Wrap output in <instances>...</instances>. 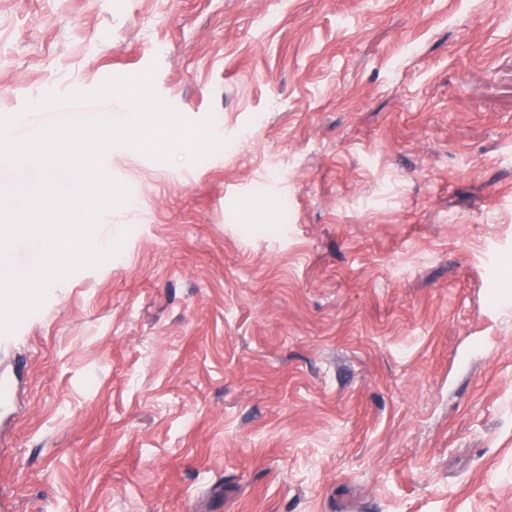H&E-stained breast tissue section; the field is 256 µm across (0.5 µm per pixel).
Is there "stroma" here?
Listing matches in <instances>:
<instances>
[{
    "instance_id": "obj_1",
    "label": "stroma",
    "mask_w": 512,
    "mask_h": 512,
    "mask_svg": "<svg viewBox=\"0 0 512 512\" xmlns=\"http://www.w3.org/2000/svg\"><path fill=\"white\" fill-rule=\"evenodd\" d=\"M144 77L225 146L106 154L121 251L0 340V498L512 512V0H0V114Z\"/></svg>"
}]
</instances>
